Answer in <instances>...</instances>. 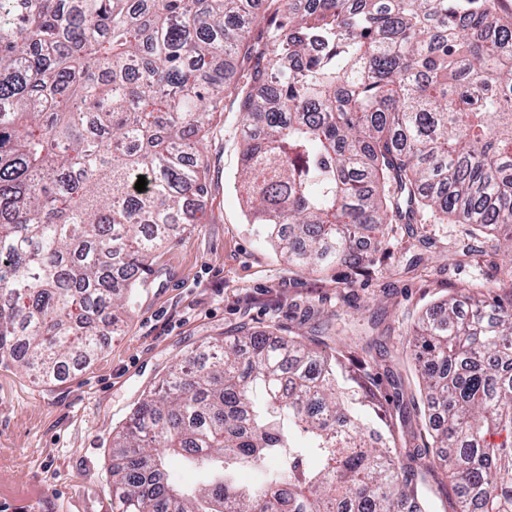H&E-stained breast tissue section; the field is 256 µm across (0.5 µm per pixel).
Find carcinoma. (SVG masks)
<instances>
[{
	"label": "carcinoma",
	"mask_w": 512,
	"mask_h": 512,
	"mask_svg": "<svg viewBox=\"0 0 512 512\" xmlns=\"http://www.w3.org/2000/svg\"><path fill=\"white\" fill-rule=\"evenodd\" d=\"M0 0V361L43 384L99 350L206 195L228 102L239 189L291 266L374 263L356 234L503 228L512 283V18L496 0ZM235 59L244 82L225 68ZM146 190L135 189L138 177ZM422 428L346 351L241 328L177 362L112 435L113 512H512V295L418 318ZM176 460L200 480L184 486ZM257 473L252 483L239 479ZM424 485L433 505V511L453 512L454 495L446 475L439 470H423Z\"/></svg>",
	"instance_id": "cac0c4a2"
}]
</instances>
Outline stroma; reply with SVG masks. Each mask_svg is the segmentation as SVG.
I'll list each match as a JSON object with an SVG mask.
<instances>
[{"label":"stroma","instance_id":"obj_1","mask_svg":"<svg viewBox=\"0 0 512 512\" xmlns=\"http://www.w3.org/2000/svg\"><path fill=\"white\" fill-rule=\"evenodd\" d=\"M240 115L216 113L205 141L208 192L190 230L161 248L148 284L104 350L56 384L0 362V512H112V431L173 362L208 337L240 327L364 334L383 392L401 384L403 409L421 420L409 330L435 301L473 279L495 285L496 233H478L471 256L451 260L466 227L432 214L394 224L369 276L353 288L335 271L291 267L268 245L235 189Z\"/></svg>","mask_w":512,"mask_h":512}]
</instances>
